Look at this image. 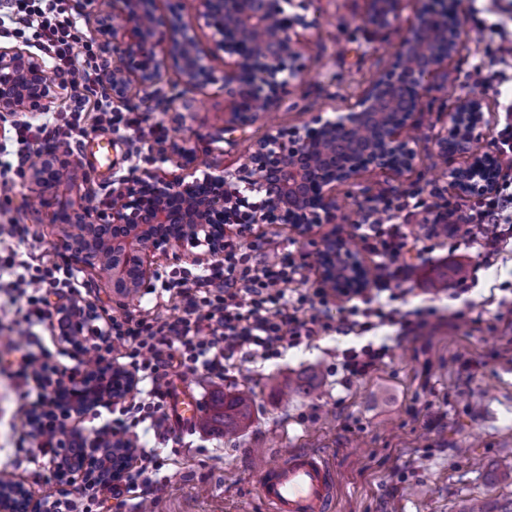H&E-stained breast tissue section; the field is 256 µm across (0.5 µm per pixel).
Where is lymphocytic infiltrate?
Segmentation results:
<instances>
[{"label":"lymphocytic infiltrate","mask_w":512,"mask_h":512,"mask_svg":"<svg viewBox=\"0 0 512 512\" xmlns=\"http://www.w3.org/2000/svg\"><path fill=\"white\" fill-rule=\"evenodd\" d=\"M14 24L32 29L37 42L49 50L56 73L80 78V91L66 125L46 116L40 122L15 127L16 140L26 142L75 131L84 105L91 100L97 105L100 123L119 124L120 116L108 100L93 45L68 13L66 0H0V31L9 32ZM436 197L432 191L411 205L383 197L365 214L357 230L373 256L375 275L369 281V292L320 286L290 294L286 286L303 280L304 262L289 258L261 263L241 244L230 241L224 246L223 262L193 275L172 271L171 285L183 302L181 315L113 320L112 348L123 358L124 370L151 384L146 401L122 407L112 421L113 436L135 443L126 464V489H134L141 475L158 468L156 451L140 444L137 428L147 422L154 432L163 429L169 418L165 399L174 366L200 368L221 377L228 375L233 358L271 359L335 329L361 333L378 322L399 324L406 334L426 328L425 312L399 316L395 311H384L378 300L380 293L406 280L411 269L406 259L408 237L397 222L399 212L411 207L422 214L432 213ZM467 221L471 242L487 254L498 253L512 239V193L476 197L469 206ZM60 283L56 268L48 266L22 278L21 293L27 298L29 321L48 316V293ZM356 297L361 300L357 306L352 303ZM336 298L349 300L350 305L335 327L322 310Z\"/></svg>","instance_id":"1"}]
</instances>
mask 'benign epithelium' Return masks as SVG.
<instances>
[{
	"label": "benign epithelium",
	"mask_w": 512,
	"mask_h": 512,
	"mask_svg": "<svg viewBox=\"0 0 512 512\" xmlns=\"http://www.w3.org/2000/svg\"><path fill=\"white\" fill-rule=\"evenodd\" d=\"M78 0L90 16L94 32L112 46V67L105 84L112 102L127 107L138 92L161 99L179 100L184 92L213 81L209 53L197 39L195 24L176 13L156 15L152 0ZM198 20L212 31L215 46L224 52V92L230 99L227 129L244 127L272 112L287 88L302 71L301 45L314 21L294 11L295 0H200ZM400 0H373L371 32L388 31L399 17ZM459 33L448 27L447 0L421 9L402 37L389 75L374 81L333 119L317 117L313 125L286 132L271 127L253 141L234 169L203 177H167L144 171L115 181L106 208L93 211L73 200L59 199L61 187L74 188L75 163L54 150H46L29 164V180L38 189L41 204L54 203L52 221L58 224L65 257L79 269L98 271L101 248L112 252L105 273L112 293L135 299L152 276L148 265L156 251L177 252L184 243L206 250L190 254L197 265L224 256V242L244 224H288L307 235L317 224L336 223V189L356 179L364 168L410 171L417 158L416 141L409 137L413 116L422 110L428 81L453 54ZM181 80L165 94L160 85L168 68ZM55 98L53 82L44 62L19 46L0 47V118L47 112ZM484 101L459 99L448 121L436 134L443 153L468 154L484 138ZM378 123L376 137L363 150L365 161L355 163L343 155L350 134L360 126ZM493 161L487 154L450 170L453 187L461 194L474 190L490 193L495 184L477 175V160ZM331 236L323 244L318 264L321 282L336 286V276L358 279L365 265L360 256ZM105 324L98 325V322ZM58 339L73 348L71 337L84 333L102 352L110 336V321L99 307L83 297L57 305ZM123 390L106 380L84 378L79 388H67L74 410L109 405L136 386V378L123 375ZM0 512H30L25 486L15 498L0 496Z\"/></svg>",
	"instance_id": "benign-epithelium-1"
}]
</instances>
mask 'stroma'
<instances>
[{"instance_id": "stroma-1", "label": "stroma", "mask_w": 512, "mask_h": 512, "mask_svg": "<svg viewBox=\"0 0 512 512\" xmlns=\"http://www.w3.org/2000/svg\"><path fill=\"white\" fill-rule=\"evenodd\" d=\"M421 5V0H401L395 28L371 39L365 33L370 0H305V12L317 26L301 48V80L289 88L279 109L230 131L222 84L224 54L214 50L211 30L196 22L200 0H157L159 13L174 8L184 20L196 23L202 46L212 52L216 81L169 107L140 97L128 110L140 129L136 135L100 126L96 110L85 107V135L57 145L76 163L73 198L96 207L113 180L134 166L181 174L179 156L159 166L152 162L150 147L158 135L194 151L200 164L233 168L270 125L293 128L319 116L334 117L338 107L354 101L391 69L395 47ZM448 11L460 36L447 65L430 79L422 112L414 116L421 138L413 169L402 175L361 172L353 183L338 188L341 209L335 224L316 227L309 235L283 224H257L241 238L260 258L305 257L306 285L314 288L324 238L339 234L353 250L362 251L356 226L378 197L404 199L433 189L455 197L460 208L448 235L433 234L422 217L406 220L408 238L423 250L408 254L414 273L392 303L403 312L435 307L438 320L404 336L394 326L361 338L332 332L276 359L240 362L226 380L175 368L172 385L187 387L204 412L213 407L218 391L252 388L251 423L230 441L216 428L185 429L169 421L170 440L162 445L161 468L153 474L163 492L153 497L137 489L118 499L106 489H85L80 471L72 483L57 480L56 454L32 437L28 424L29 415L44 408L43 385L20 375V352L8 350L0 337V473L23 483L33 502L49 492L69 500L71 512H264L257 490L259 471L287 451L313 449L329 455L335 465L338 512H463L475 499L491 507L512 504V249L488 261L480 248L469 244V197L455 192L446 175L467 165L469 158L442 154L434 139L455 101L475 95L489 107L479 149L492 152L500 114L491 87L475 65L490 60L502 41H512V0H448ZM482 22L500 23L501 29L477 44L472 37ZM1 224L21 225L25 234L0 243V265L48 261L64 266L51 211L38 205L28 177H20L10 202L0 204ZM457 267L467 271L471 282L466 299L472 309L465 322L452 317L458 301L429 288L431 279ZM72 276L76 295L94 301L108 315L170 316L178 304L155 278L148 281L152 293L122 307L93 272L76 270ZM0 304L8 305L14 335L29 337L28 350L40 363L77 377L86 371L83 358L58 342L55 318L27 323L18 306L9 305L1 285ZM365 340L389 341L391 351L370 376L343 383L336 370L342 351ZM312 368L319 372L314 395L282 396L289 378Z\"/></svg>"}]
</instances>
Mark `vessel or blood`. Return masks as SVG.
I'll return each instance as SVG.
<instances>
[{"label":"vessel or blood","mask_w":512,"mask_h":512,"mask_svg":"<svg viewBox=\"0 0 512 512\" xmlns=\"http://www.w3.org/2000/svg\"><path fill=\"white\" fill-rule=\"evenodd\" d=\"M170 401L177 424L191 428L200 410L193 395L172 391ZM259 492L267 512H333L337 500V477L324 453L295 450L258 476Z\"/></svg>","instance_id":"1"}]
</instances>
